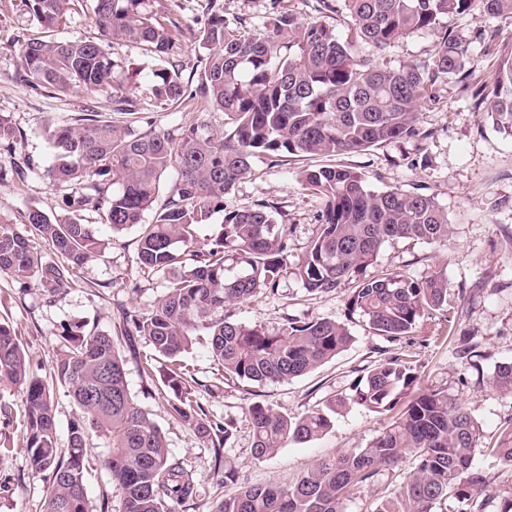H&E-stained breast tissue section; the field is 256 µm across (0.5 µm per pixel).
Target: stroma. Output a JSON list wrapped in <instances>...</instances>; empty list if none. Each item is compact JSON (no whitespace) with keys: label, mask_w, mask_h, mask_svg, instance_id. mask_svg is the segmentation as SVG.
Returning a JSON list of instances; mask_svg holds the SVG:
<instances>
[{"label":"stroma","mask_w":512,"mask_h":512,"mask_svg":"<svg viewBox=\"0 0 512 512\" xmlns=\"http://www.w3.org/2000/svg\"><path fill=\"white\" fill-rule=\"evenodd\" d=\"M215 3L228 18L241 19L247 27L257 29L268 16L285 8L301 16L313 14L316 0H151L159 22L172 27L177 36L173 60L184 80H191L200 68L195 36ZM94 6L95 0H71L65 22L48 31L33 18L25 0H0V117L23 134L14 151L0 149V168H11L25 157L31 161L24 178L0 183V218L17 229H24V215L33 206L50 215L63 214V192L46 176L54 157L51 132L57 126L73 124L84 109L100 112L119 126H150L159 132L194 123L215 133L225 129L223 112L207 103L194 99L176 107L157 103L151 92V70L156 61L145 46L136 43L114 40L109 44L113 57L122 59L133 75L132 94L137 102L133 113L113 111V92L108 87L93 92L75 88L59 94L31 89L17 79L18 49L26 41L97 39ZM448 26L469 42L480 66L479 80H489L502 49L512 44V14L453 16ZM437 40L436 33L422 31L395 48L380 50L361 43L356 51L397 67L429 57ZM418 126L421 137L357 153L325 155L319 161L364 172L370 187L377 191L398 188L435 197L448 214L447 245L392 241L382 248L366 274L378 277L400 272L420 280L433 271L445 270L448 308L424 319L423 329L431 334V341L416 337L409 342H391L349 313L347 299L357 286L353 279L332 292L310 293L291 275L278 293H261L228 306L225 313L230 319L251 326L274 330L291 318L325 317L347 324L353 336L336 358L308 374L278 383L234 385L222 380L203 345H193L185 353L196 400L213 420H231L237 425L220 454L236 468L239 484H285L322 458L366 446L391 419L390 413H372L353 404L334 417L327 434L304 444L287 445L258 461L252 456V435L245 422L249 407L263 404L290 416L304 415L332 396L351 393L361 376L395 356L413 360L421 388L447 391L470 410L482 426L484 444L494 443L504 423L512 419V395L487 382L496 365L512 361V137L496 129L481 97L460 83L443 85L436 101L421 105ZM314 161L291 154L275 161L253 158L251 175L225 195V208L241 210L270 202L292 226L294 255H303L323 202L301 189L297 179ZM81 219L110 245L84 264L79 286L50 303L38 289L21 287L0 274V317L15 327L33 370L41 377L53 370L62 326L77 322L111 335L125 359L131 393L164 433L170 453L193 472L197 495L178 506L177 512H212L217 498L218 453L188 427L171 420L174 395L161 381L165 360L151 361V345L139 336L126 338L120 330L122 309H150L163 296L167 276L138 268L136 230L112 232L97 214L88 211L82 212ZM464 335L479 344L481 355L475 362L461 355L460 338ZM25 407L22 390L0 382V443L14 446L13 452L0 453V512H45L50 482L48 476L29 466L23 443ZM105 454L103 441L92 438L85 460L90 507L92 512H123L122 499L102 464Z\"/></svg>","instance_id":"1"}]
</instances>
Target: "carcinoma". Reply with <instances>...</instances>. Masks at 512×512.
<instances>
[{
  "mask_svg": "<svg viewBox=\"0 0 512 512\" xmlns=\"http://www.w3.org/2000/svg\"><path fill=\"white\" fill-rule=\"evenodd\" d=\"M350 18L344 37L318 17L282 10L257 31L215 9L198 36L201 68L188 88L171 61L176 38L155 22L150 0H96L97 41L29 40L19 48L20 79L32 88L87 91L109 85L116 112H133L130 75L105 47L110 39L145 45L158 61L151 71L156 100L178 105L200 98L227 117L224 134L199 125L176 132L118 127L97 112L54 129L58 161L47 176L69 190L65 205L91 210L113 231L136 229L139 263L170 273L164 295L146 312L122 311L124 336H142L171 363L166 386L173 392L172 418L196 437L223 448L236 426L210 419L186 386L182 356L204 341L226 380L283 382L302 376L345 350L349 328L334 319L288 320L269 331L229 320L224 308L278 291L290 273L311 292H331L357 279L347 306L389 341L411 336L422 319L448 305V277L435 271L424 280L393 272L363 276L382 247L395 239L448 242V215L429 195L399 189L375 191L350 168L305 169L299 183L325 200L312 240L299 258L289 243L290 227L277 222L274 206L224 210V195L251 173V159L334 155L365 151L417 134L418 108L448 82L476 79L477 64L465 40L444 20L476 9L486 15L512 13V0H340ZM69 0H28L46 28L65 20ZM439 31L434 53L399 68L361 57L355 44L378 49L399 45L422 31ZM497 129L512 137V48L501 57L487 94ZM15 128L0 117V147H16ZM179 173L167 202L154 208L162 177ZM153 219L144 221L146 212ZM216 211L222 230L206 242L195 228ZM27 233L0 220V273L37 288L52 303L78 283L79 270L109 242L68 215L27 211ZM57 259L43 256L42 247ZM192 264H186V260ZM50 379L30 372V359L13 326L0 320V380L26 396V448L30 467L48 473L46 512H91L85 487V454L95 433L109 442L104 460L123 512H174L196 497L193 473L170 454L161 429L131 393L123 356L112 336L65 325ZM417 375L394 358L370 370L353 393L328 400L327 411L290 417L255 404L245 414L252 453L266 458L289 443L309 442L331 427L329 413L353 402L369 412L391 411L385 430L364 448H348L316 462L286 485L241 487L218 502L215 512H343L374 478L410 455L415 466L399 487L381 497L375 512H434L448 499L457 512H483L479 496L488 474L473 466L485 453L512 467V422L493 446H481L480 422L448 393H411ZM67 388L79 413L67 446L59 447L51 406L54 384ZM489 385L512 394V362L497 365Z\"/></svg>",
  "mask_w": 512,
  "mask_h": 512,
  "instance_id": "1",
  "label": "carcinoma"
}]
</instances>
